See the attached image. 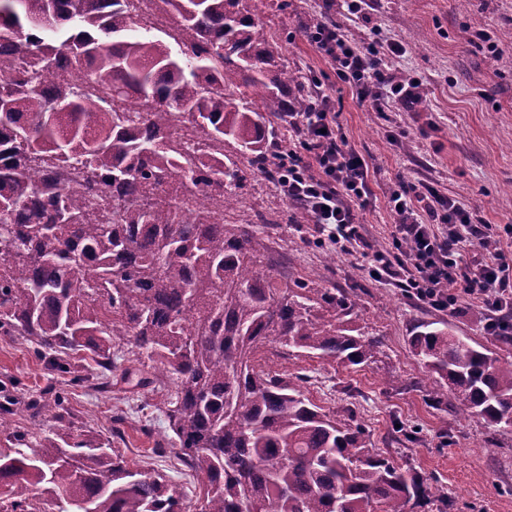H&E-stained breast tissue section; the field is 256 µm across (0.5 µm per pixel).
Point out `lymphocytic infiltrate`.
Masks as SVG:
<instances>
[{
	"instance_id": "1",
	"label": "lymphocytic infiltrate",
	"mask_w": 512,
	"mask_h": 512,
	"mask_svg": "<svg viewBox=\"0 0 512 512\" xmlns=\"http://www.w3.org/2000/svg\"><path fill=\"white\" fill-rule=\"evenodd\" d=\"M307 38L341 83L373 111L411 109L419 103L420 86L414 78L388 67L390 60L406 54L402 41L381 38L374 52L357 46L339 22L327 18L310 26ZM306 84L307 111L288 115L294 145L283 161L277 188L289 204L311 213L320 243L359 251L373 280L400 288L427 308L452 311L465 296L486 311L489 334L512 332V252L499 247L501 238L512 239V227L473 223L459 201L425 183L390 192L392 247L372 244L355 222L356 209L366 207L372 194L370 165L341 133L332 89L313 75ZM491 243L496 249L488 260H464L466 248Z\"/></svg>"
}]
</instances>
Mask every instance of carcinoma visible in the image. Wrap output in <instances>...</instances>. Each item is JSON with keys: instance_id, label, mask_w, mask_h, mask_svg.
Segmentation results:
<instances>
[{"instance_id": "obj_1", "label": "carcinoma", "mask_w": 512, "mask_h": 512, "mask_svg": "<svg viewBox=\"0 0 512 512\" xmlns=\"http://www.w3.org/2000/svg\"><path fill=\"white\" fill-rule=\"evenodd\" d=\"M176 47L123 0H0V330L69 373L112 349L172 377L164 416L200 512H448V496L378 452L352 410L327 412L303 375L270 371L262 348L363 367L383 335L355 325L356 300L263 269L269 246L245 219L247 188L288 146L272 124L307 110L302 77L249 0H155ZM47 11L54 28L29 21ZM67 55L112 103L46 79ZM190 126L187 145L179 128ZM74 165L75 187L28 161ZM425 396L512 430V361L421 325ZM63 422L64 398L30 403ZM169 434V435H171ZM168 434L162 439L168 440ZM0 448V512H185L162 474L95 436L26 434Z\"/></svg>"}]
</instances>
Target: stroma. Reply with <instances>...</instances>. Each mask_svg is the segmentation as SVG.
<instances>
[{
	"mask_svg": "<svg viewBox=\"0 0 512 512\" xmlns=\"http://www.w3.org/2000/svg\"><path fill=\"white\" fill-rule=\"evenodd\" d=\"M254 9L281 36L290 69L338 86L335 72L305 36L321 16L340 14L338 0H256ZM377 28L407 44L406 55L391 67L420 81L422 99L409 112L372 111L348 89L337 100L343 135L370 164L372 197L357 210V222L374 244L390 246L389 190L428 182L476 221L512 225V0H378L349 34L366 45ZM477 30L490 34L498 54L486 43L470 42ZM249 202L267 220L277 273L312 288L354 291L358 324L379 330L385 340L374 362L362 368L285 357L272 348L265 351L269 364L286 378L306 375L305 395L324 410L352 409L376 448L432 477L454 512H512V431L431 407L420 389L427 373L410 339L419 325L436 322L505 360L512 361V344L487 333L484 311L469 299L454 311L436 312L372 280L357 253L340 251L327 260L328 248L313 225L289 223L291 206L263 178L253 180ZM83 365V383L69 386L25 337L0 332V404L13 400L15 428L34 437L47 434L49 423L32 417L28 405L47 389L64 390L65 432L110 441L142 470L164 474L186 505L197 506L195 478L172 449L157 448L166 427L159 407L174 387L172 379L156 368L149 372L150 385L129 380L102 389L95 363L87 359ZM403 425L417 427L418 436L406 440L399 431Z\"/></svg>",
	"mask_w": 512,
	"mask_h": 512,
	"instance_id": "stroma-1",
	"label": "stroma"
}]
</instances>
